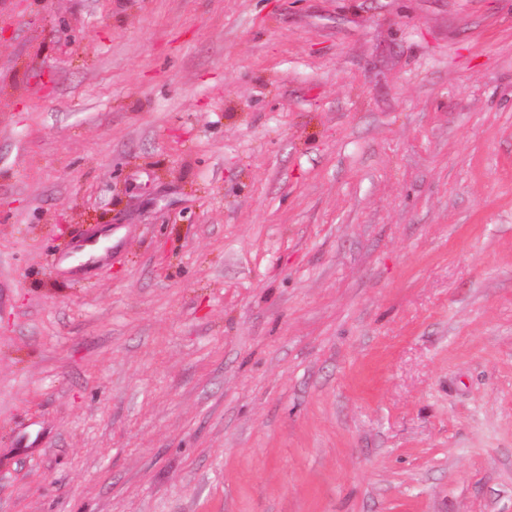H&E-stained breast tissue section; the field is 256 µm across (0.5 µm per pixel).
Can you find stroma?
Returning a JSON list of instances; mask_svg holds the SVG:
<instances>
[{"instance_id": "35a3bbf8", "label": "stroma", "mask_w": 512, "mask_h": 512, "mask_svg": "<svg viewBox=\"0 0 512 512\" xmlns=\"http://www.w3.org/2000/svg\"><path fill=\"white\" fill-rule=\"evenodd\" d=\"M0 512H512V0H0Z\"/></svg>"}]
</instances>
